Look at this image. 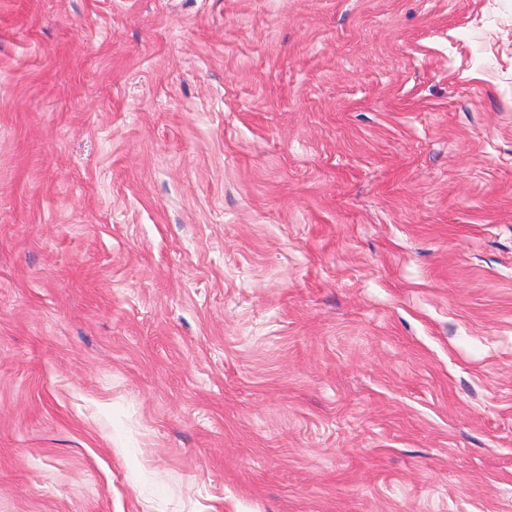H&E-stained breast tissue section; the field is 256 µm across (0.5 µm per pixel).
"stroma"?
I'll return each instance as SVG.
<instances>
[{
  "mask_svg": "<svg viewBox=\"0 0 512 512\" xmlns=\"http://www.w3.org/2000/svg\"><path fill=\"white\" fill-rule=\"evenodd\" d=\"M0 512H512V0H0Z\"/></svg>",
  "mask_w": 512,
  "mask_h": 512,
  "instance_id": "stroma-1",
  "label": "stroma"
}]
</instances>
